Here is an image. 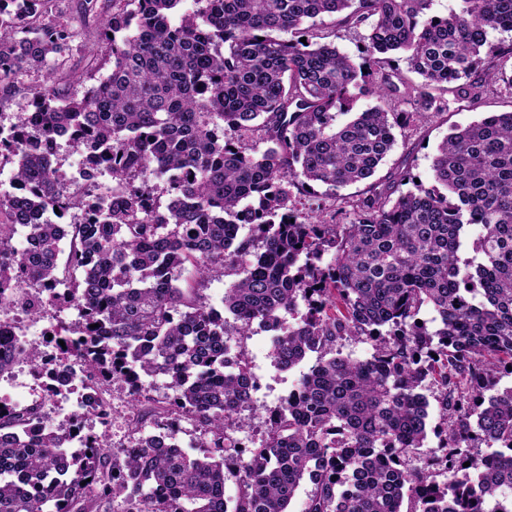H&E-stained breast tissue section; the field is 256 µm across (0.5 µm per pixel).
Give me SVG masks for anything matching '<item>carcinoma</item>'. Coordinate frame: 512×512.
I'll list each match as a JSON object with an SVG mask.
<instances>
[{
    "mask_svg": "<svg viewBox=\"0 0 512 512\" xmlns=\"http://www.w3.org/2000/svg\"><path fill=\"white\" fill-rule=\"evenodd\" d=\"M48 2L0 0V88L24 66L47 69L31 111L0 129L13 186L0 191V290L61 288L57 307L78 315L64 333L90 372L132 384L140 419L135 447L90 433L67 456L68 429L29 440L27 418L0 410V512H95L118 490L126 512H292L305 482L302 512H512V386L498 387L512 375V112L453 126L431 187L401 191L402 172L336 223L337 191L375 175L396 128L446 111L448 93L512 90L481 56L490 33L512 32V0H455L446 15L434 0H196L177 23L182 0H112L108 70L80 98L59 96L48 59L82 50V34L56 15L33 25ZM328 20L365 27L358 57L315 33ZM362 96L410 109L355 113ZM62 132L109 184L69 188ZM18 226L34 245L15 246ZM187 269L198 283L233 271L224 311L177 285ZM226 312L240 335L282 321L281 371L316 354L250 448L230 434L251 398ZM363 338L370 357L336 352ZM429 376L439 442L413 465ZM158 377L172 399L146 396ZM179 413L207 429L202 454L172 445Z\"/></svg>",
    "mask_w": 512,
    "mask_h": 512,
    "instance_id": "carcinoma-1",
    "label": "carcinoma"
}]
</instances>
